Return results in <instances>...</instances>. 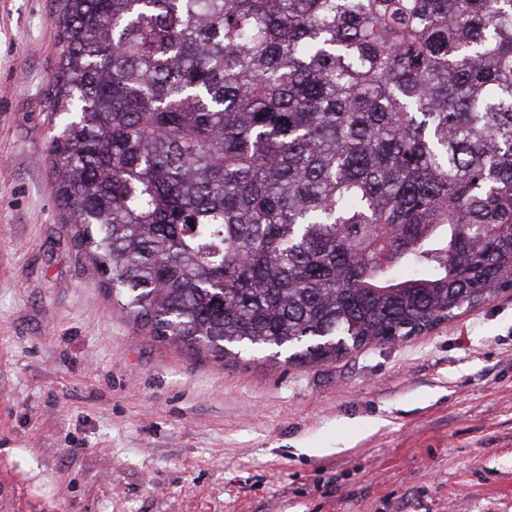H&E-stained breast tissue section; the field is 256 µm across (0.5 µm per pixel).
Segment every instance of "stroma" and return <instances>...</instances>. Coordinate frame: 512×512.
<instances>
[{
    "label": "stroma",
    "mask_w": 512,
    "mask_h": 512,
    "mask_svg": "<svg viewBox=\"0 0 512 512\" xmlns=\"http://www.w3.org/2000/svg\"><path fill=\"white\" fill-rule=\"evenodd\" d=\"M54 0H0V512H512V290L325 362L153 341L52 191Z\"/></svg>",
    "instance_id": "stroma-1"
}]
</instances>
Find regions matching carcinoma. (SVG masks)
I'll return each mask as SVG.
<instances>
[{
  "label": "carcinoma",
  "instance_id": "cac0c4a2",
  "mask_svg": "<svg viewBox=\"0 0 512 512\" xmlns=\"http://www.w3.org/2000/svg\"><path fill=\"white\" fill-rule=\"evenodd\" d=\"M53 193L216 359L392 343L512 288V0H55Z\"/></svg>",
  "mask_w": 512,
  "mask_h": 512
}]
</instances>
